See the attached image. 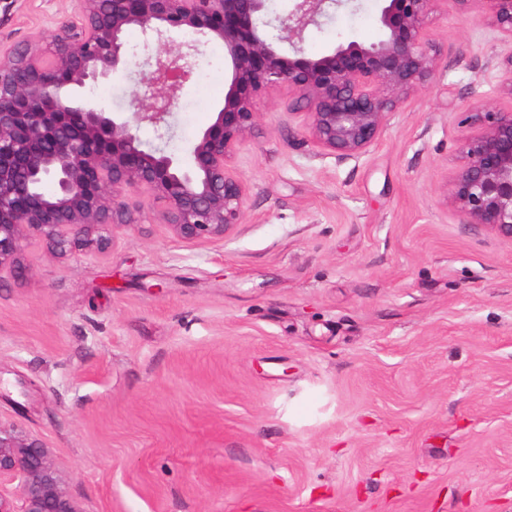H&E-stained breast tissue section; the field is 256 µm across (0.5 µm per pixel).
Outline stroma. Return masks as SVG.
Listing matches in <instances>:
<instances>
[{"label":"stroma","mask_w":512,"mask_h":512,"mask_svg":"<svg viewBox=\"0 0 512 512\" xmlns=\"http://www.w3.org/2000/svg\"><path fill=\"white\" fill-rule=\"evenodd\" d=\"M77 0H0V46L48 36ZM346 0L306 54L381 36ZM440 69L357 158L325 154L281 88L231 163L242 224L184 243L133 193L101 257L32 241L0 276V422L40 439L80 512H512V241L446 203L466 108H512V45L456 11L428 21ZM84 88L131 109L147 53ZM187 81L183 152L229 83Z\"/></svg>","instance_id":"35a3bbf8"}]
</instances>
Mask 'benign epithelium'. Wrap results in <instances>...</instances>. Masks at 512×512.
Masks as SVG:
<instances>
[{"label": "benign epithelium", "mask_w": 512, "mask_h": 512, "mask_svg": "<svg viewBox=\"0 0 512 512\" xmlns=\"http://www.w3.org/2000/svg\"><path fill=\"white\" fill-rule=\"evenodd\" d=\"M476 1L475 22L512 43V0H380L378 42L307 56L304 32L344 0H294L273 18L269 0H78L79 22L0 51V274L21 268L32 240L60 258L108 253L115 236L136 224L126 197L140 189L163 204L177 240L224 238L245 215V185L230 162L258 126V99L288 88L306 108L303 123L315 146L358 158L383 137L400 99L439 71L429 17L448 2L468 14ZM133 28L155 59L133 93L132 116L71 99L126 63L125 35ZM214 40L224 44L231 80L213 122L184 156L167 152L165 142L145 145L135 126L171 129L199 46ZM462 122L471 132L447 204L468 223L512 240V109L487 104ZM48 181L51 193L43 191ZM0 512H80L44 443L2 423Z\"/></svg>", "instance_id": "7a95c632"}]
</instances>
